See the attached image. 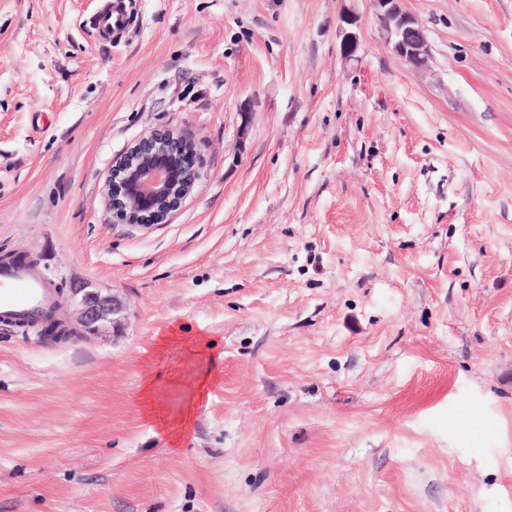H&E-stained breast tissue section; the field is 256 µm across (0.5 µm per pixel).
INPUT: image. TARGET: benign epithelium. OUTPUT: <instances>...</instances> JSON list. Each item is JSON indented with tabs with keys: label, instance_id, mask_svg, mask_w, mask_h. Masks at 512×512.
<instances>
[{
	"label": "benign epithelium",
	"instance_id": "benign-epithelium-1",
	"mask_svg": "<svg viewBox=\"0 0 512 512\" xmlns=\"http://www.w3.org/2000/svg\"><path fill=\"white\" fill-rule=\"evenodd\" d=\"M375 12L385 22V29L394 43V49L405 61L420 68L428 59L426 37L407 14L401 12L397 0H370ZM165 129L151 130L138 139L115 161L105 183V199L112 220L116 224L137 227L131 221L135 213L152 214L158 203L177 190L182 161H187L193 171V182L200 178L197 149L183 156L167 146L163 139ZM81 295L80 324L90 333L123 311V304L115 297H102L93 291L81 288L73 295Z\"/></svg>",
	"mask_w": 512,
	"mask_h": 512
}]
</instances>
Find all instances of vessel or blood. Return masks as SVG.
Masks as SVG:
<instances>
[{"mask_svg":"<svg viewBox=\"0 0 512 512\" xmlns=\"http://www.w3.org/2000/svg\"><path fill=\"white\" fill-rule=\"evenodd\" d=\"M103 30L112 34L126 28V0H112L100 17ZM58 299L50 281L28 262L0 267V320L20 327L39 325L55 313Z\"/></svg>","mask_w":512,"mask_h":512,"instance_id":"vessel-or-blood-1","label":"vessel or blood"}]
</instances>
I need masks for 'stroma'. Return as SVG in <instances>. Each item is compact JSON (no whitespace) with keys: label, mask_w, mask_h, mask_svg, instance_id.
Instances as JSON below:
<instances>
[{"label":"stroma","mask_w":512,"mask_h":512,"mask_svg":"<svg viewBox=\"0 0 512 512\" xmlns=\"http://www.w3.org/2000/svg\"><path fill=\"white\" fill-rule=\"evenodd\" d=\"M0 0V254L124 305L67 343L0 323V512H512V0ZM197 145L168 223L104 187ZM219 380L170 419L202 362ZM100 23L112 35L122 33L127 23L126 0H113L112 7L100 16ZM375 12L385 22V29L393 40L394 49L408 63L420 68L428 59L426 37L415 22L407 14L401 12L397 0H370ZM165 131L174 134L175 130L171 128L151 130L138 139L113 164L105 183V199L114 223L126 224L134 228H149L154 225L135 224L130 218L135 213H141L140 215L154 213L158 203L177 190L182 159L189 164L194 179L188 192L179 201V207L196 186L200 178V167L195 142L189 138L192 150L188 155L184 153L180 156L177 150H172L165 145L169 142L160 135ZM133 155H136L137 161L134 166L127 167ZM117 205L120 208L115 209ZM216 367V359L211 355L206 369L194 381L190 401L178 420L181 429L188 428L192 424L197 405L208 395L210 385L216 377ZM140 403L146 418L161 428L171 427L170 420L164 415L158 403L157 393L151 381L143 384Z\"/></svg>","instance_id":"1"}]
</instances>
